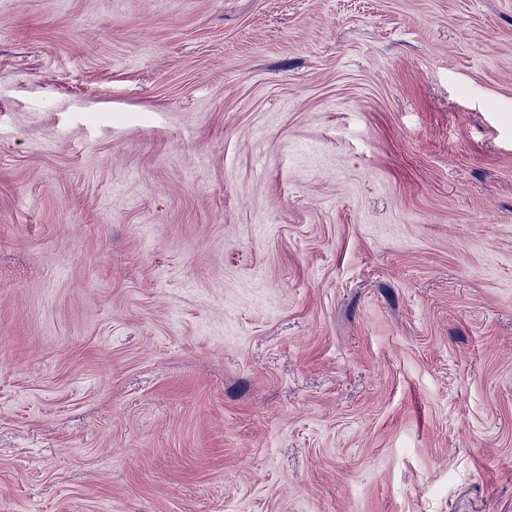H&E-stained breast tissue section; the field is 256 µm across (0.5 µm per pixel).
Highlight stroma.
<instances>
[{
	"label": "stroma",
	"mask_w": 512,
	"mask_h": 512,
	"mask_svg": "<svg viewBox=\"0 0 512 512\" xmlns=\"http://www.w3.org/2000/svg\"><path fill=\"white\" fill-rule=\"evenodd\" d=\"M0 512H512V0H0Z\"/></svg>",
	"instance_id": "stroma-1"
}]
</instances>
